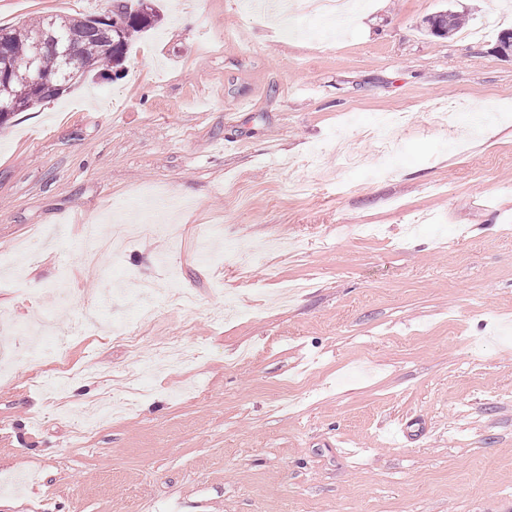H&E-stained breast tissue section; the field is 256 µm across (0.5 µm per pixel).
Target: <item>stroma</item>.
<instances>
[{
  "label": "stroma",
  "mask_w": 512,
  "mask_h": 512,
  "mask_svg": "<svg viewBox=\"0 0 512 512\" xmlns=\"http://www.w3.org/2000/svg\"><path fill=\"white\" fill-rule=\"evenodd\" d=\"M120 67L0 128V512H512V29L502 0H365L339 33L244 17L241 0H151ZM112 0H0V29L109 14ZM452 9L482 39L436 36ZM477 117L448 139L432 114ZM393 128L389 177L337 194L362 129ZM316 164H309L312 152ZM185 200L86 274L91 231ZM235 247L208 262V233ZM294 240L243 264L241 253ZM160 294L137 346L139 282ZM193 293L173 305L171 284ZM240 310L217 321L225 300ZM66 329L58 380L20 324ZM177 340L195 359L142 372ZM41 374L46 386L30 384ZM130 403L82 442L88 402ZM406 421L410 437L393 443ZM353 449L344 454L337 441Z\"/></svg>",
  "instance_id": "1"
}]
</instances>
